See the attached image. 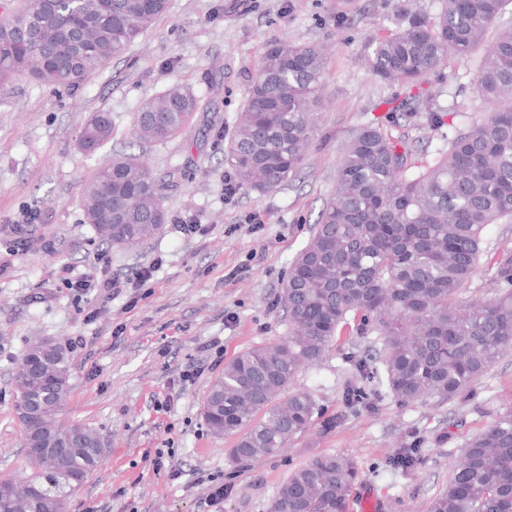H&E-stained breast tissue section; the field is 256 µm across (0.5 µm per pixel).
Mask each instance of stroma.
I'll return each instance as SVG.
<instances>
[{
	"instance_id": "35a3bbf8",
	"label": "stroma",
	"mask_w": 512,
	"mask_h": 512,
	"mask_svg": "<svg viewBox=\"0 0 512 512\" xmlns=\"http://www.w3.org/2000/svg\"><path fill=\"white\" fill-rule=\"evenodd\" d=\"M407 1L427 13L437 9V0H169L167 12L122 57L80 86L54 88L24 76L0 86V479L21 483L28 476L15 374L29 345L50 339L70 355L64 418L91 428L104 444L101 465L69 496L66 512H270L288 475L325 452L348 453L359 463L347 512H362L365 492L373 512H425L468 439L512 403V352L476 383L468 402L402 408L377 382L376 411L348 414L345 353L331 350L292 388L311 393L326 413H344L341 425L327 434L310 431L248 469L234 468L233 438L212 434L201 414L224 370L209 357V344H223L230 358L288 333L282 288L335 190L343 148L360 127L385 115L387 99L407 94L378 82L364 61L369 43L387 34ZM276 36L328 49L316 140L293 180L270 192L229 195L223 136L232 133L254 66ZM494 38L487 32L468 58L449 56L424 89L438 104L455 103L479 120L484 105L471 82ZM216 58L223 72L212 71ZM175 83L200 95L202 110L176 139L137 144L132 125L140 103ZM100 111L112 117V138L88 154L78 133ZM115 154L142 157L165 183L167 221L133 248L103 243L83 221L85 187ZM27 209L36 216L31 243L16 253L13 226ZM185 223L199 224L200 232L182 234ZM483 238L472 298L485 297L495 260L512 250V224L488 225ZM48 241L56 252L45 250ZM102 254L110 258L109 273L130 278L152 264L153 278L114 295L67 288V270L97 267ZM189 370L196 378L187 383L182 375ZM451 420L453 439L435 442ZM411 425L427 438V462L402 478L383 460ZM221 484L232 492L212 503L209 490Z\"/></svg>"
}]
</instances>
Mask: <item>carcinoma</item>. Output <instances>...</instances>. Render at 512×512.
<instances>
[{
    "label": "carcinoma",
    "mask_w": 512,
    "mask_h": 512,
    "mask_svg": "<svg viewBox=\"0 0 512 512\" xmlns=\"http://www.w3.org/2000/svg\"><path fill=\"white\" fill-rule=\"evenodd\" d=\"M505 2L439 0L433 15L402 7L390 33L369 47L372 75L405 87L409 100L388 102L386 122L361 127L344 148L336 189L289 267L282 293L288 335L240 351L204 398L210 432L235 438V466L276 455L315 426L327 433L341 424L343 414H326L310 393L290 385L355 336L368 345L346 357L353 370L344 389L350 410L375 408L368 383L378 375L401 406L466 402L476 381L512 351V251L496 262L492 296L462 298L482 256L485 227L512 223V27L498 31L473 78L486 106L480 121L464 122L455 106L433 103L421 89L448 55L464 58L482 42ZM167 9L168 0H20L0 19V84L23 75L74 88L124 55ZM326 69L317 44H268L224 147L239 189L273 190L303 167ZM199 110L192 89L172 84L141 103L133 137L165 143ZM415 121L448 135V149L432 165L423 161L420 141L392 133ZM111 137L112 118L87 121L79 147L93 153ZM160 186L139 157L114 155L86 185L84 221L114 246L144 242L167 219ZM110 218L121 232L106 224ZM45 347L38 341L19 359L15 411L30 475L21 486L6 481L0 512H64L66 500L54 498L53 487L90 474L103 458L96 432L61 417L70 390L67 349ZM31 360L40 370L24 369ZM424 443L419 430H406L386 468L417 471ZM359 475L347 454H316L279 486L270 512H346ZM426 512H512V404L468 440Z\"/></svg>",
    "instance_id": "1"
}]
</instances>
